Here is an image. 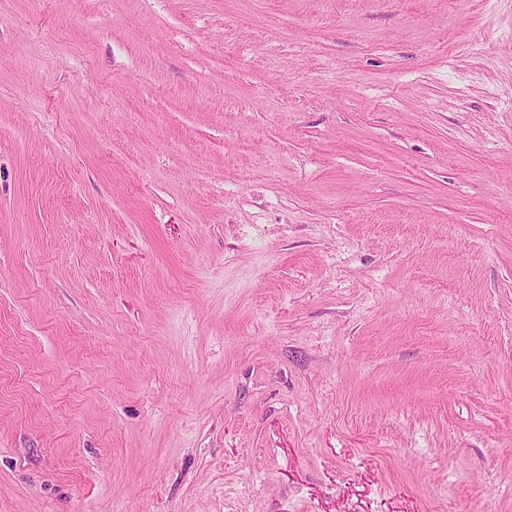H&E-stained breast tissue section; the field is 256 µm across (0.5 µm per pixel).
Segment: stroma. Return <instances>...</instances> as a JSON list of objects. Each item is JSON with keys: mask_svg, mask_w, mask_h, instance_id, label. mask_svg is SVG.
Masks as SVG:
<instances>
[{"mask_svg": "<svg viewBox=\"0 0 512 512\" xmlns=\"http://www.w3.org/2000/svg\"><path fill=\"white\" fill-rule=\"evenodd\" d=\"M0 512H512V0H0Z\"/></svg>", "mask_w": 512, "mask_h": 512, "instance_id": "1", "label": "stroma"}]
</instances>
